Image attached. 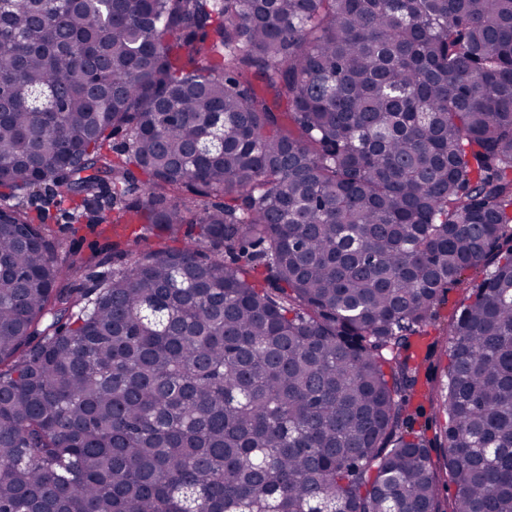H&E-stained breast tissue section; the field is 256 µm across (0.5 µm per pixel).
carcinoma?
<instances>
[{"instance_id": "obj_1", "label": "carcinoma", "mask_w": 512, "mask_h": 512, "mask_svg": "<svg viewBox=\"0 0 512 512\" xmlns=\"http://www.w3.org/2000/svg\"><path fill=\"white\" fill-rule=\"evenodd\" d=\"M0 89V512H512V0H0ZM48 215V224L55 230L56 238L58 240V254L60 257H64L70 250H81L84 253L89 254L95 246L102 245V240H97L91 236L81 238L79 235H73L69 228V224L62 218L60 211L52 205L46 209ZM97 243V245H96ZM485 276V270L482 266L471 269L464 274V284L461 288L453 289L448 293L445 304L441 307V318L435 327L429 328L431 336H436L443 330L446 333L450 318L457 312L464 303H467V297L471 288L480 283Z\"/></svg>"}]
</instances>
